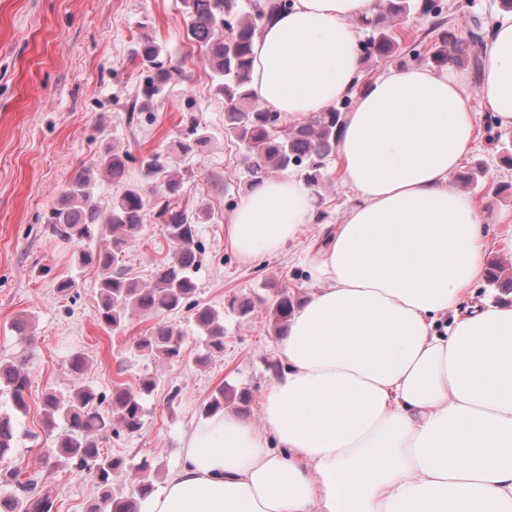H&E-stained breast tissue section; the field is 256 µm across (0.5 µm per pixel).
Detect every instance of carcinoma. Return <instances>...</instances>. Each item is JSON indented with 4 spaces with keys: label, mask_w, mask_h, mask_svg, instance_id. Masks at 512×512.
Wrapping results in <instances>:
<instances>
[{
    "label": "carcinoma",
    "mask_w": 512,
    "mask_h": 512,
    "mask_svg": "<svg viewBox=\"0 0 512 512\" xmlns=\"http://www.w3.org/2000/svg\"><path fill=\"white\" fill-rule=\"evenodd\" d=\"M289 0H250L243 10L240 0H185L188 15V38L204 50L212 71V82L217 94L224 97V134L237 141L245 152L253 180L259 181L272 172L299 170L311 186L321 185L327 174L326 162L336 154L344 109V99L328 111L313 115L286 129H279L281 118L257 104L250 90L253 66V40L274 17L288 8ZM416 12L435 19L434 46L425 57L431 66L443 68L468 66L477 73L482 68L486 46L483 22L472 19L466 37L456 35L447 27L445 6L441 0H378L375 16L364 21L370 35L364 44V55L386 59L399 48L398 37L390 21ZM224 36L217 37L218 31ZM135 54L147 67L139 110L153 106L163 97L166 87L180 75L166 49L152 39L140 41ZM209 141L207 129L193 120L180 133L178 148L191 153ZM130 156L108 150L95 162V167L111 176L122 186L121 193L112 199L108 214L90 204L93 180L89 170L78 173L60 202L46 215V223L64 241L84 243L100 237L102 225L112 228V238L95 249H82L80 263L95 266L100 271L99 323L112 331L125 327L134 314L155 316L182 308L191 312L195 326L205 335L204 352L200 361L206 362L215 351L224 350V327L217 310L207 305L190 302L196 292L194 274L200 263L198 229L194 220L199 215L194 204L184 197L182 178L171 176L164 182L162 196L165 206L156 213L164 234L175 244L169 258L159 265L154 280L147 286L125 277L119 268V256L140 231L147 217L146 199L140 187L124 185V176ZM171 166L170 156L157 151L141 160L144 179L152 180ZM490 285L503 293L512 294V272H505L499 261H490L486 268ZM295 296L287 286H279L269 308L272 326L282 333L294 311ZM184 341L182 332L171 325H160L135 344L137 350L163 361H172L181 355ZM28 377L10 361H0V392L10 396L18 410L27 407L25 393ZM156 380L147 378L135 389L117 384L112 388L109 407L101 409L102 396L93 389L77 385L66 397L51 392L44 395L42 405L51 428L62 422L55 453L73 471L90 476L98 489L100 503L90 512H140L139 504L154 490L152 482L143 477L137 486V495L116 497L113 482L127 471L120 457L104 454L99 447L98 434L110 431L119 436L134 434L143 425L144 397L152 393ZM237 399L248 402L246 391L218 388L203 406L206 416L224 409V402ZM14 427L11 417L0 414V487L23 486L26 493L20 501L0 494V512H52L55 506L53 488L47 482L26 484L19 480L20 468L13 461Z\"/></svg>",
    "instance_id": "cac0c4a2"
}]
</instances>
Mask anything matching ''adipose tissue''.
<instances>
[{
	"label": "adipose tissue",
	"instance_id": "adipose-tissue-1",
	"mask_svg": "<svg viewBox=\"0 0 512 512\" xmlns=\"http://www.w3.org/2000/svg\"><path fill=\"white\" fill-rule=\"evenodd\" d=\"M377 0H291L255 37L251 89L286 122L327 111L359 75ZM512 127V18L486 44L477 100L454 69H392L346 113L342 223L277 345L260 424L219 412L145 512H512V306L470 303L483 215L449 186L481 113ZM295 176L255 182L228 227L249 259L314 223Z\"/></svg>",
	"mask_w": 512,
	"mask_h": 512
}]
</instances>
